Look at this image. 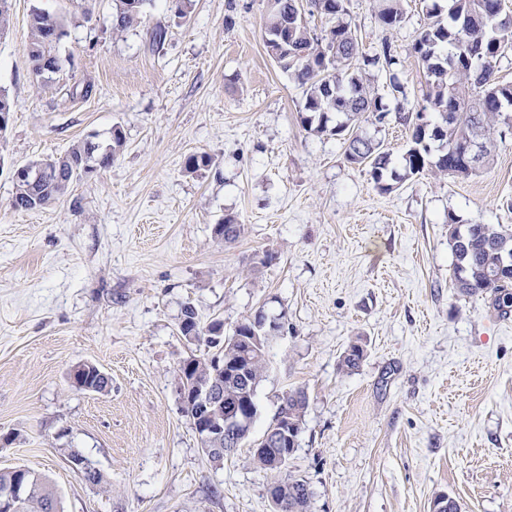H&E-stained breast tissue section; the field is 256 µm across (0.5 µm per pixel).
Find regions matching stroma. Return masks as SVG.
Wrapping results in <instances>:
<instances>
[{
	"label": "stroma",
	"instance_id": "35a3bbf8",
	"mask_svg": "<svg viewBox=\"0 0 512 512\" xmlns=\"http://www.w3.org/2000/svg\"><path fill=\"white\" fill-rule=\"evenodd\" d=\"M114 0H11L0 35V470L45 477L63 512H272L270 475L247 448L210 461L185 413L178 368L196 353L184 305L232 334L263 311L280 328L257 389L261 439L282 393L308 405L289 473L312 512H512V313L452 286L448 222L512 225V133L466 179L423 172L378 192L346 160L345 137L407 149L396 109L424 111L412 43L423 0L384 28L378 0H344L363 53L391 43L401 85L363 77L390 116L345 135L303 128L305 94L267 55L269 0H152L141 24L112 29ZM60 15L64 60L51 82L26 52L33 10ZM165 38L154 43L153 33ZM88 96H80L83 86ZM426 121L435 112L424 111ZM123 147L48 205L11 207L15 166L63 156L84 139ZM210 167L186 170L188 155ZM242 224L232 243L215 232ZM362 341L358 369L343 372ZM112 379L89 393L79 365ZM88 458L104 484L69 464Z\"/></svg>",
	"mask_w": 512,
	"mask_h": 512
}]
</instances>
